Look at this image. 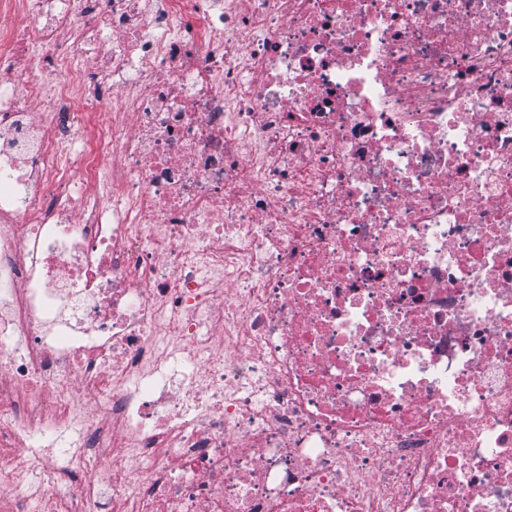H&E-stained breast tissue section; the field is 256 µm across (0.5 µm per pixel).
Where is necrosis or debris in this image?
Wrapping results in <instances>:
<instances>
[{
    "label": "necrosis or debris",
    "instance_id": "1",
    "mask_svg": "<svg viewBox=\"0 0 512 512\" xmlns=\"http://www.w3.org/2000/svg\"><path fill=\"white\" fill-rule=\"evenodd\" d=\"M0 512H512V0H0Z\"/></svg>",
    "mask_w": 512,
    "mask_h": 512
}]
</instances>
